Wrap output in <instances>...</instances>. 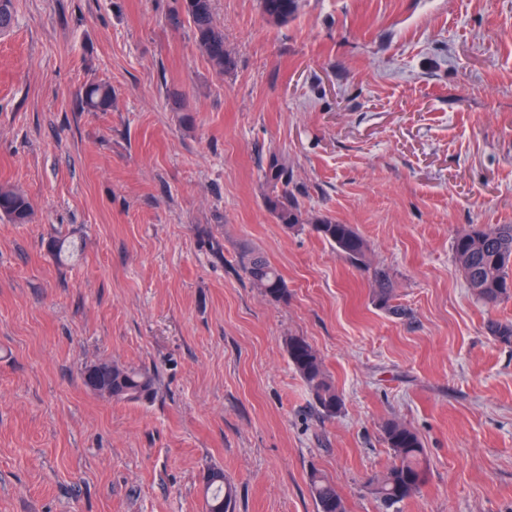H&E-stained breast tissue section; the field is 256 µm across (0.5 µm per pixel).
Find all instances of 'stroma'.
I'll return each mask as SVG.
<instances>
[{
  "label": "stroma",
  "instance_id": "obj_1",
  "mask_svg": "<svg viewBox=\"0 0 512 512\" xmlns=\"http://www.w3.org/2000/svg\"><path fill=\"white\" fill-rule=\"evenodd\" d=\"M0 35V512H203L223 468L235 512H348L392 461L383 424L422 438L430 475L402 512H512V348L487 331L512 301L472 296L457 233L512 224V0H213L234 65L217 73L173 0H14ZM112 108L85 112L86 83ZM182 111L171 107V94ZM287 158L303 210L354 225L356 267L266 210L262 164ZM53 239L76 241L58 259ZM284 277L273 300L239 263ZM385 270L404 318L372 300ZM320 354L330 418L288 363ZM112 360L156 375L152 402L81 380ZM260 4L266 20L276 25L288 23L299 8V0H260ZM80 103L87 112H107L112 108V87L105 82H90L80 92ZM34 214V206L25 194L10 186H0L1 217L14 224H27ZM240 268L253 288L273 300L288 295V288L279 271L259 252L244 250L239 256ZM287 352L293 368L312 393L318 410L327 417L341 413L343 395L313 347L304 338L292 336L287 342ZM309 487L317 512H347L345 501L335 484L323 474L311 473Z\"/></svg>",
  "mask_w": 512,
  "mask_h": 512
}]
</instances>
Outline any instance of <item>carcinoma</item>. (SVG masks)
Instances as JSON below:
<instances>
[{
	"instance_id": "1",
	"label": "carcinoma",
	"mask_w": 512,
	"mask_h": 512,
	"mask_svg": "<svg viewBox=\"0 0 512 512\" xmlns=\"http://www.w3.org/2000/svg\"><path fill=\"white\" fill-rule=\"evenodd\" d=\"M266 20L283 25L292 20L299 0H260ZM173 18L184 17L192 27L195 43L211 66L224 72L234 65V58L224 43V31L217 25L212 0H175ZM82 109L107 112L112 109V86L90 82L80 92ZM266 192L264 206L277 223L288 230L306 227L332 245L336 252L354 265L367 261L365 239L351 224H341L330 216L305 221L297 198L288 190L291 173L288 160L279 154L269 156L262 170ZM29 198L10 186H0V216L14 224H27L34 218ZM455 260L476 297L488 306L512 299V224L476 226L456 235L453 241ZM240 268L252 287L273 300L288 295L279 271L259 252L245 250L239 256ZM373 301L389 314L401 316L405 309L391 303V282L386 273L378 272L374 280ZM490 336L498 343L512 347V322L491 321ZM290 363L313 395L316 407L327 417L341 413L342 393L326 371L313 347L300 336L287 342ZM96 365L112 368V393L106 398L130 403H148L156 393V378L150 371L115 361L102 360ZM384 440L391 449L393 461L374 476L367 489L386 512L418 494L428 481L429 459L418 432L407 424L390 419L383 426ZM310 493L317 512H347L336 486L319 472L309 477ZM205 512H234L235 491L224 476V469L211 467L205 475Z\"/></svg>"
}]
</instances>
